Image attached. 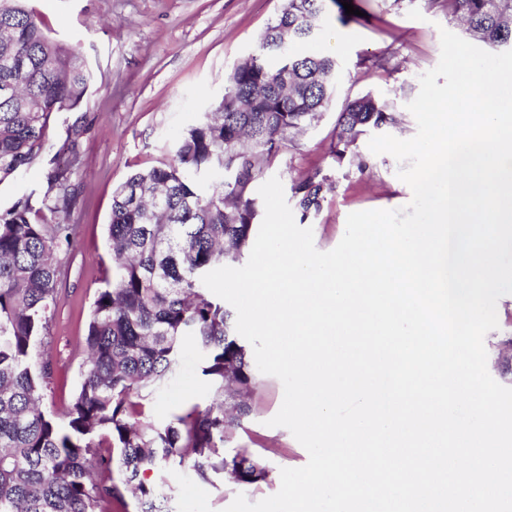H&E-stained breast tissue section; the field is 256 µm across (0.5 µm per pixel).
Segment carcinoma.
<instances>
[{
  "label": "carcinoma",
  "instance_id": "carcinoma-1",
  "mask_svg": "<svg viewBox=\"0 0 512 512\" xmlns=\"http://www.w3.org/2000/svg\"><path fill=\"white\" fill-rule=\"evenodd\" d=\"M353 19L342 2L287 0L255 54L228 75L224 95L169 147L170 160L131 174L112 192L107 234L112 281L93 302L83 380L63 418L43 408L51 371L38 347L58 302L59 250L74 224L32 221L23 196L0 211V512H112L136 499L137 512H168L169 471L190 463L196 478L230 475L241 485L266 480L246 448L224 442L249 414L244 392L254 379L233 312L201 281L239 261L257 225L254 185L282 144L335 101V60L295 46L314 40L326 2ZM30 0H0V183L54 148L52 118L82 103L93 81L85 58L54 39ZM466 32L512 49V0H448ZM400 123L371 93L337 112L332 155L350 158L370 128ZM54 169L42 205L69 206L78 165ZM331 177L319 167L292 182L304 222L319 213ZM192 343L211 401L167 423L145 415V402L176 371Z\"/></svg>",
  "mask_w": 512,
  "mask_h": 512
}]
</instances>
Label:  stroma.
<instances>
[{
  "label": "stroma",
  "instance_id": "35a3bbf8",
  "mask_svg": "<svg viewBox=\"0 0 512 512\" xmlns=\"http://www.w3.org/2000/svg\"><path fill=\"white\" fill-rule=\"evenodd\" d=\"M358 17L348 23L335 10L324 15L312 51L336 58L338 98L372 93L388 101L402 117L392 136L413 137L417 123L407 105L418 94L420 76L440 59V32L464 35V27L444 9L427 0H356ZM51 36L77 48L89 62L94 83L81 107L58 114L48 135L54 145L74 144L81 164L72 178L68 211L43 209L46 175L54 167L45 156L14 180L0 183V210L21 196L32 199L38 221L73 224L77 234L66 247L67 266L59 282L60 299L40 347L51 365L45 407L64 412L81 381L85 361L83 338L90 308L112 274L107 240L113 189L136 170L160 165L165 146L202 113L221 100L235 64L253 54L283 0H30ZM335 111L322 114L311 127L281 147L266 177H279L283 187L318 166L333 187L325 194L312 229L320 251L341 240L350 213L395 210L412 198L397 173L393 156L375 155L367 139L358 142L370 173L336 165ZM498 327L485 337L488 371L501 385L512 387V353L503 344L512 336V294L497 307ZM200 356L185 344L179 366L146 406L149 418L169 421L195 404L209 400L200 372ZM283 385L271 375L256 373L245 396L250 407L242 425L226 441L229 449L246 448L266 467V481L234 485L222 479L203 482L188 467H174L163 490L171 512H224L237 494L256 502L278 492L280 471L299 468L308 453L283 427L269 426L279 411Z\"/></svg>",
  "mask_w": 512,
  "mask_h": 512
}]
</instances>
